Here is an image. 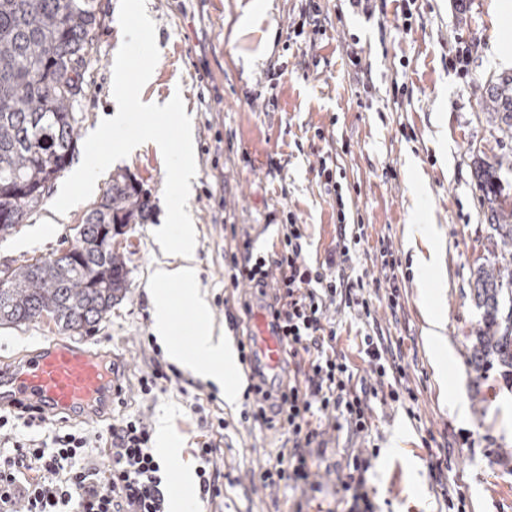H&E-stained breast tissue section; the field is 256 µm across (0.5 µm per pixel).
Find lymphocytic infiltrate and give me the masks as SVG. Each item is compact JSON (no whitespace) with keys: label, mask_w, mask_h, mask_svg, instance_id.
Masks as SVG:
<instances>
[{"label":"lymphocytic infiltrate","mask_w":512,"mask_h":512,"mask_svg":"<svg viewBox=\"0 0 512 512\" xmlns=\"http://www.w3.org/2000/svg\"><path fill=\"white\" fill-rule=\"evenodd\" d=\"M305 238V226L291 213L274 255L247 250L233 262L235 280L261 291L273 289L266 307L272 328L289 358L304 365L302 376L290 377L277 388H268L266 379L258 381L251 420L288 434L287 446L269 458L258 478L269 486L304 492L315 488L309 462L321 420L366 435L372 429V397L400 405L416 398L403 365L390 356L381 336H365L363 352L377 382L386 383L387 389L357 387L349 360L336 349V325L326 317L329 303L340 301L372 318L371 292L383 283L390 288V306L398 307V260L392 243L384 238L378 246L381 265L389 272L386 282L350 283L310 267L303 256ZM43 421L27 409L0 413V512H169L161 464L140 416L91 429L64 424L28 436V429ZM370 465L367 455L351 457L349 473L340 484L343 498L351 502L349 512H372L364 489Z\"/></svg>","instance_id":"1"}]
</instances>
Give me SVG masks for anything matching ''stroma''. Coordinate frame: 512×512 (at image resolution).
<instances>
[{
	"label": "stroma",
	"mask_w": 512,
	"mask_h": 512,
	"mask_svg": "<svg viewBox=\"0 0 512 512\" xmlns=\"http://www.w3.org/2000/svg\"><path fill=\"white\" fill-rule=\"evenodd\" d=\"M123 2L96 0L103 25L76 114L77 149L43 204L16 232L0 237V265L45 260L69 248L113 174L127 172L148 190L152 204L146 223L128 225L112 240L126 262L129 288L87 334L59 333L45 319L0 326V367L20 365L61 340L111 361L112 382L125 401L109 406V413L167 426L181 450L165 463L173 501L186 492L182 472L199 465L194 449L206 430L187 407L189 397H199L211 417L224 420L222 495L214 512H294L298 492L266 488L253 478L287 434L243 421L249 400L227 405L223 387L199 378L184 391L173 385L146 396L139 390V378L155 364L171 365L167 353L151 345L149 294L157 263L176 260L159 245L178 177L168 156L145 144L102 169L92 194H74L67 186L94 155L136 140L145 125H155L174 145L184 119H191L195 180L182 210L196 229V284L208 295L212 326L236 342L251 335V315L265 301L248 284H235L234 252L246 246L262 254L277 250L291 212L307 227L310 266L336 256V204L317 175L328 155L352 189L351 212L363 219V244L346 277L382 278L376 246L385 238L400 261L401 283L400 309L391 311L386 291H379L370 323L331 305L336 347L357 380L371 386L375 378L359 348L365 334L384 336L401 354L417 399L408 410L373 400L370 436L326 430L325 453L312 467L319 490L304 512H349L338 487L353 448L373 455L364 475L372 512H450L448 503L457 498L465 501L462 512H512V388L494 370L474 386L467 364L480 320L471 298L474 273L499 253L475 179L477 160L493 161L503 149L484 113L481 87L512 72V0H374L369 14L348 0H321L325 35L293 42L288 34L305 0H261L265 13L244 26L239 19L249 0H142L155 24L138 38L129 34L133 20ZM461 39L470 49L464 76L448 67ZM121 64L131 75L149 72L139 88L142 98L169 99L173 106L146 112L128 102L124 121L98 141L93 133L114 106ZM396 81L406 86L399 104L392 96ZM403 126L408 136H401ZM388 167L395 178L384 176ZM420 218L443 232V263L432 271L417 268L406 244L407 225ZM428 310L442 321L440 341L427 335ZM429 432L437 444L428 449L423 439ZM440 456L448 467L438 473L429 463Z\"/></svg>",
	"instance_id": "stroma-1"
}]
</instances>
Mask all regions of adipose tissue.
Listing matches in <instances>:
<instances>
[{"label":"adipose tissue","instance_id":"ef3b65f1","mask_svg":"<svg viewBox=\"0 0 512 512\" xmlns=\"http://www.w3.org/2000/svg\"><path fill=\"white\" fill-rule=\"evenodd\" d=\"M143 140L151 142L157 149L171 156L180 173L176 189L187 194L194 177L193 135L191 129H184L179 146H169L153 126H146ZM179 258L178 264L168 262L157 264L152 278L150 292L153 305V332L167 345L170 358L180 366L189 369L196 377L211 380L224 386V400L234 404L238 399L237 356L232 343L225 336L217 334L208 321L209 301L206 294L196 288L195 229L189 221H182L179 235L172 242ZM180 284V294L169 291L170 284ZM191 300L198 328L191 345L178 343L172 337L175 318L174 305L178 298Z\"/></svg>","mask_w":512,"mask_h":512}]
</instances>
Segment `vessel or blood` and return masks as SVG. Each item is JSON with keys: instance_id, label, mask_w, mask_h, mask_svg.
<instances>
[{"instance_id": "b4317fda", "label": "vessel or blood", "mask_w": 512, "mask_h": 512, "mask_svg": "<svg viewBox=\"0 0 512 512\" xmlns=\"http://www.w3.org/2000/svg\"><path fill=\"white\" fill-rule=\"evenodd\" d=\"M253 325L255 356L267 370H277L284 344L272 333L266 315H256ZM111 396L112 375L103 359L69 343L55 344L19 367L0 371V406L22 403L92 417Z\"/></svg>"}]
</instances>
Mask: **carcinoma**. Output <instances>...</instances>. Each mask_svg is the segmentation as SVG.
<instances>
[{"label":"carcinoma","instance_id":"cac0c4a2","mask_svg":"<svg viewBox=\"0 0 512 512\" xmlns=\"http://www.w3.org/2000/svg\"><path fill=\"white\" fill-rule=\"evenodd\" d=\"M101 18L95 0H0V237L39 206L77 146L75 104ZM483 105L501 138L512 141V74L490 78ZM512 154L479 160L477 185L498 236L500 258L480 268L473 299L481 311L468 365L480 386L498 369L512 386V194L502 176ZM150 196L126 174L87 214L76 244L47 260L0 269V325L46 317L66 332L96 328L127 289L122 255L110 234L142 224Z\"/></svg>","mask_w":512,"mask_h":512}]
</instances>
